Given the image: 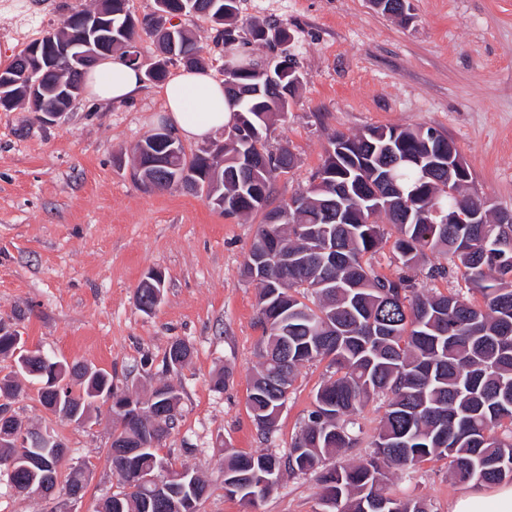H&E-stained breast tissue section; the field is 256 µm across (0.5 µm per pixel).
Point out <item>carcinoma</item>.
Masks as SVG:
<instances>
[{"label":"carcinoma","mask_w":512,"mask_h":512,"mask_svg":"<svg viewBox=\"0 0 512 512\" xmlns=\"http://www.w3.org/2000/svg\"><path fill=\"white\" fill-rule=\"evenodd\" d=\"M197 15L217 25L224 51L239 56L255 47L280 52L283 65H296L290 52L291 35L276 23H241L237 5L223 10L213 0H194ZM111 32L119 37L138 35L136 26L158 35L155 15L135 24L127 0H117ZM177 51L190 58L187 65L204 66L190 33H175ZM234 84L227 95L235 107L224 128V209L226 218L262 213L263 224L243 267L256 282L258 321L264 339L248 395L251 417L263 435L270 434L277 409L286 399L281 386H292L305 363L328 360L330 375L317 389L314 407L300 435L282 459L262 452L242 454L224 449V493L241 501L242 489L256 487L282 469L313 474L321 487L320 512H429L420 499L400 500L379 491L389 470H413L434 459H451L461 481H512V223L494 224L489 212L475 224H450L451 209L476 207L464 192L467 181H448V136L434 128L373 127L362 134H335L328 140L333 153L312 174L300 193L303 203L269 208L276 179L295 166L286 147L268 146L271 127L284 116L300 84L268 79L264 66L240 59L224 72ZM395 156L401 162L387 169ZM205 160L186 152L171 156L167 165L148 170L158 182L177 171L192 172L183 188L204 196ZM347 187L344 223L329 213L326 196L316 191L322 174ZM385 217L391 230L378 224ZM323 228L336 248V261L313 252L315 244L297 226ZM392 243L400 264L393 275L373 268L365 256ZM264 248H279L294 257L288 269L258 266ZM448 256L450 266L432 265L427 277L453 278L478 295L464 300L456 293H425L407 271L428 258ZM13 333L0 326V358L13 360L18 370L45 386L64 375L70 388L56 394L39 390L40 402L54 415L75 423L87 422L97 402H125L113 410L121 418L114 434L143 446L132 456L108 450L112 473L121 490L106 498L97 512H166L155 490L138 482L160 458L157 447L174 428L181 396L169 383L152 392L154 420L141 416L139 401L130 400L105 370L37 354L14 356ZM193 347L174 338L162 359V370L184 366ZM0 416L12 424L22 421L11 410L20 394L9 376L0 378ZM386 398V411L372 435L369 457L353 465L325 469L321 463L356 447L364 435L355 420L374 397ZM8 431L0 425V467L11 466L16 454ZM37 469L58 471L64 456L53 448H37ZM40 477L15 468L12 488L21 494L47 497L52 486Z\"/></svg>","instance_id":"carcinoma-1"}]
</instances>
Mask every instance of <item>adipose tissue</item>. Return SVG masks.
Returning <instances> with one entry per match:
<instances>
[{"label":"adipose tissue","mask_w":512,"mask_h":512,"mask_svg":"<svg viewBox=\"0 0 512 512\" xmlns=\"http://www.w3.org/2000/svg\"><path fill=\"white\" fill-rule=\"evenodd\" d=\"M97 103L132 100L143 88L142 69L116 54L93 68L84 81ZM166 121L184 139L203 142L221 133L233 118L223 82L208 71L180 68L160 86ZM448 512H512V485H492L456 498Z\"/></svg>","instance_id":"obj_1"}]
</instances>
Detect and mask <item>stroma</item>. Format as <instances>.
Wrapping results in <instances>:
<instances>
[{
  "mask_svg": "<svg viewBox=\"0 0 512 512\" xmlns=\"http://www.w3.org/2000/svg\"><path fill=\"white\" fill-rule=\"evenodd\" d=\"M401 21L371 0H238L240 18L288 28L303 82L276 122L270 146L288 145L297 163L277 178L273 202L307 188L331 135L376 126L432 127L451 138L472 173L471 190L512 210V0H410ZM94 0H0V49L20 55ZM208 69L224 75V47L208 19L187 14ZM154 82L132 103L95 106L77 99L47 124L22 105L0 110V324L28 346L68 362L110 371L123 389L147 396L175 385L181 414L158 453L208 484L198 512H318L309 475L283 473L277 489L249 508L224 493V451L286 456L304 425L326 362L299 367L275 432L261 436L247 395L263 336L258 290L242 273L262 214L224 217L185 190H144L126 166L134 146L164 120ZM165 275L164 299L143 313L136 289L149 271ZM187 340L189 362L162 373L173 338ZM225 374L224 390L213 379ZM13 405L30 428L52 430L69 455L90 467L78 504L96 512L119 491L108 462L115 418L100 405L84 425L52 416L38 383L18 376ZM472 483L454 479L448 460L415 472L391 469L388 493L423 499L430 512ZM53 498L16 493L0 475V512H52Z\"/></svg>",
  "mask_w": 512,
  "mask_h": 512,
  "instance_id": "obj_1",
  "label": "stroma"
}]
</instances>
